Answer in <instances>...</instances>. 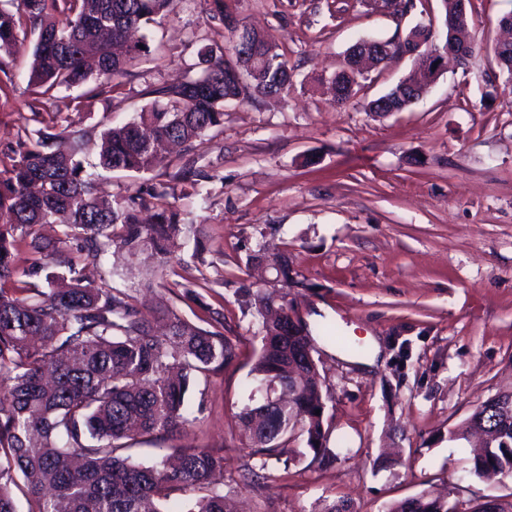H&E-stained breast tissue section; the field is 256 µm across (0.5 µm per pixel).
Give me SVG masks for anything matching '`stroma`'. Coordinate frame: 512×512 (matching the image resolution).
Here are the masks:
<instances>
[{"label":"stroma","instance_id":"1","mask_svg":"<svg viewBox=\"0 0 512 512\" xmlns=\"http://www.w3.org/2000/svg\"><path fill=\"white\" fill-rule=\"evenodd\" d=\"M224 3L266 31L294 74L284 97L229 107L223 132L202 146L210 181L174 187L173 205L203 226L206 250L194 260L183 239L171 259L185 262L187 280L207 279L200 303L223 311L239 356L196 380L192 398L203 410L186 431L133 443L131 455L149 462L163 448H203L223 456L224 492L242 512H321L339 499L352 512H385L422 493L471 512L486 495L512 498V477L473 476L470 443L448 438L478 404L512 388V80L494 56L512 0H471L475 53L449 62L412 108L385 116L366 105L408 76L412 58L388 60L341 108L321 82L359 37L401 39L437 13V0H415L404 16L361 0ZM145 35L148 59L112 95L82 101L74 89L35 98L31 40L0 53V167L50 117L93 135L129 121L151 89L195 73L202 45L229 40L196 0ZM260 242L287 250V286L252 261ZM244 284L287 299L309 326L330 396V465L313 463L300 439L287 461L264 470L252 453L238 415L252 403L260 339L253 311L242 307ZM162 300L189 319L199 310L177 288L146 298ZM325 322L377 344V363L323 340ZM389 448L400 449L399 464L376 468Z\"/></svg>","mask_w":512,"mask_h":512}]
</instances>
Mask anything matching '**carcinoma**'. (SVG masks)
Returning a JSON list of instances; mask_svg holds the SVG:
<instances>
[{
    "instance_id": "carcinoma-1",
    "label": "carcinoma",
    "mask_w": 512,
    "mask_h": 512,
    "mask_svg": "<svg viewBox=\"0 0 512 512\" xmlns=\"http://www.w3.org/2000/svg\"><path fill=\"white\" fill-rule=\"evenodd\" d=\"M186 0H19L0 8V53H12L20 34L36 36L28 83L43 98L74 88L83 96L112 93L148 54L132 35ZM206 13L225 24L232 45L201 46V68L151 91L153 101L128 122L104 128L97 140L67 124H48L31 142L10 150L0 170V512H167L171 496L198 491L184 512H234L220 488L224 457L203 448H175L176 463L149 465L125 454L123 441L159 438L191 425L187 394L199 375L210 376L239 356L224 333V314L204 306L198 324L162 303L139 306L134 287L106 277L90 280L80 265L149 252L158 264L143 288L162 287L174 241L190 235L168 202L170 181L196 184L194 163L181 158L174 173L144 192L105 199L98 175L85 169L93 150L107 172L145 173L160 164L157 146L185 147L224 127L226 108L279 97L292 87V69L268 38L250 61L241 56L237 20L224 0H203ZM58 226L56 238L37 228ZM40 256L26 275L47 273L44 285L15 281L20 245ZM252 259L288 286V256L261 244ZM242 303L255 309L261 347L250 371L261 398L238 418L260 468L280 460L291 437L303 436L313 460H336L325 427V378L305 362L304 336L290 332L288 302L261 288L240 287ZM320 414H315V410ZM468 427L483 436L471 472L512 475V392L479 404ZM447 500L424 496L393 504L388 512H448Z\"/></svg>"
}]
</instances>
